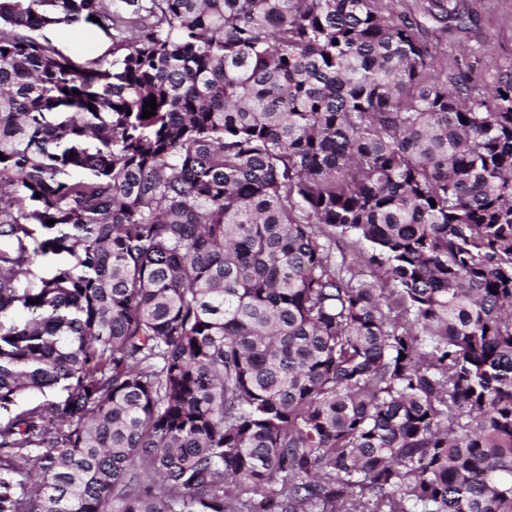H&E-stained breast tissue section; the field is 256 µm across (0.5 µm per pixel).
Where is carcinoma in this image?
<instances>
[{
    "label": "carcinoma",
    "mask_w": 512,
    "mask_h": 512,
    "mask_svg": "<svg viewBox=\"0 0 512 512\" xmlns=\"http://www.w3.org/2000/svg\"><path fill=\"white\" fill-rule=\"evenodd\" d=\"M419 28L0 0V512H512V71ZM80 33L67 27H59L46 32L54 43L64 52L78 58H92L105 52L110 46L109 40L93 27L84 26Z\"/></svg>",
    "instance_id": "carcinoma-1"
}]
</instances>
